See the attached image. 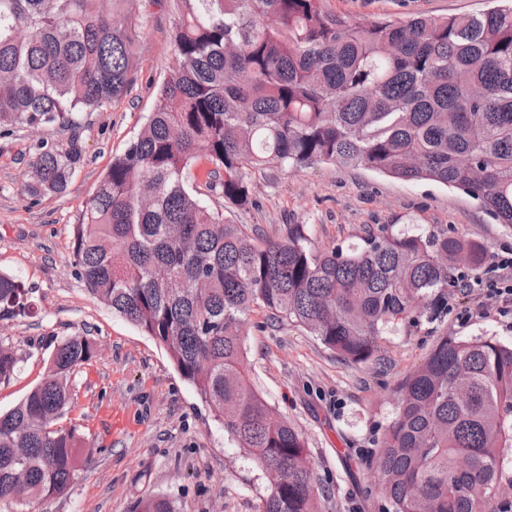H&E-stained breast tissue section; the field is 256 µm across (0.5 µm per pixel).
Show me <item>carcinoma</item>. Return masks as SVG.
Returning <instances> with one entry per match:
<instances>
[{"mask_svg":"<svg viewBox=\"0 0 512 512\" xmlns=\"http://www.w3.org/2000/svg\"><path fill=\"white\" fill-rule=\"evenodd\" d=\"M133 0H0V133L67 128L127 95L143 28ZM176 64L138 135L112 158L73 229L90 295L164 349L224 433L275 475L259 512H318L301 432L256 390L243 324L254 308L300 326L353 364L426 299L448 307L481 246L439 233L369 235L317 251L300 225L271 239L232 224L190 183L205 157L229 208L247 174L314 163L429 181L479 201L512 229V6L353 24L324 0H175ZM74 143L38 144L24 189L64 193ZM31 289L0 273V321L32 313ZM95 346L54 347L47 373L0 413V502L64 494L90 448L60 420ZM21 358L0 345V384ZM512 448V344L441 338L400 386L373 457L388 512H489ZM135 512H178L160 495Z\"/></svg>","mask_w":512,"mask_h":512,"instance_id":"carcinoma-1","label":"carcinoma"}]
</instances>
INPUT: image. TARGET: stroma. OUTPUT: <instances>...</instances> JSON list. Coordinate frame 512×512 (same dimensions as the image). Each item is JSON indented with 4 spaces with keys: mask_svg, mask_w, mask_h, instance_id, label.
I'll use <instances>...</instances> for the list:
<instances>
[{
    "mask_svg": "<svg viewBox=\"0 0 512 512\" xmlns=\"http://www.w3.org/2000/svg\"><path fill=\"white\" fill-rule=\"evenodd\" d=\"M332 12L363 23L486 9L487 0H325ZM144 20L136 68L121 101L81 113L65 130L20 127L0 135V271L33 287V316L0 322V343L23 361L0 385V410L15 406L45 376L63 337L81 333L97 353L75 373L63 422L93 447L66 493L0 512H134L139 497L159 493L178 512H258L268 483L227 437L195 388L162 348L86 290L73 266V227L114 155L138 135L158 85L175 63L172 0H135ZM78 140L83 161L65 194L31 199L24 190L34 143ZM250 203L228 212L236 224L268 237L298 224L318 249L348 248L367 233L416 229L480 244L487 260L512 256V233L460 190L402 181L361 167L314 164L249 177ZM484 268L464 269L448 290V308L399 322L380 339V357L361 365L337 357L302 327L276 322L266 309L244 327L251 377L268 403L306 439L324 490L319 512H385L371 467L397 409L398 388L440 337L512 342V306L467 287Z\"/></svg>",
    "mask_w": 512,
    "mask_h": 512,
    "instance_id": "1",
    "label": "stroma"
}]
</instances>
